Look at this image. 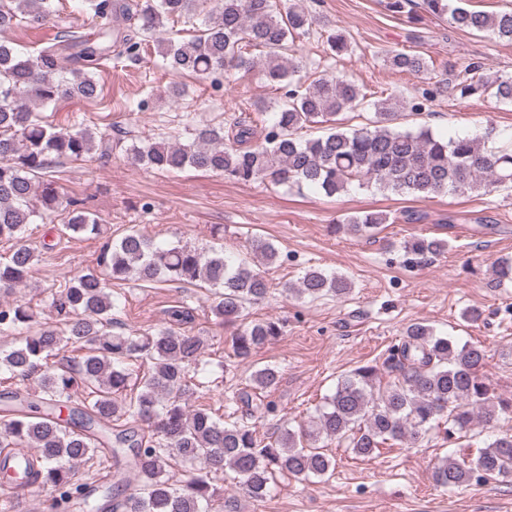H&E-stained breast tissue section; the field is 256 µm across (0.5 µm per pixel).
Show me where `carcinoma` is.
I'll list each match as a JSON object with an SVG mask.
<instances>
[{
	"label": "carcinoma",
	"instance_id": "cac0c4a2",
	"mask_svg": "<svg viewBox=\"0 0 512 512\" xmlns=\"http://www.w3.org/2000/svg\"><path fill=\"white\" fill-rule=\"evenodd\" d=\"M83 3V23L35 54L0 39V243L12 244L11 253L0 256V290L26 285L34 263L55 249L46 242L38 249L22 243L35 219L52 222L63 212L64 230L94 238L105 233L79 202L62 200L47 171L55 160L84 161L96 151L105 157L112 152V141L82 123L52 125L37 107L96 99V70L102 62L114 55L137 58L151 41L174 74L247 73L260 65L267 83L284 94L259 143L252 142L249 124H234L229 136L223 124H208L193 128L184 143L155 138L133 143L127 151L139 164L162 171L191 167L243 182L305 185L328 197L347 191L354 181L426 196L475 189L490 193L512 186V150L394 127L401 110L422 111L439 88L423 93L421 100L370 102L349 79L325 73L309 83L303 80L307 60L287 51L309 33L315 19L296 4L284 11L278 0H218L204 30L174 39L165 37L166 23L194 17L200 0ZM422 8L449 16L459 30L512 41V11H470L451 0H422ZM118 9L134 12L135 31H112V13ZM52 12L53 0H0V33L25 19L37 23ZM326 43L337 56L351 49L339 30L329 33ZM251 48L263 58L252 56ZM385 62L399 72L418 74L430 68L419 53L393 51ZM443 85L461 98L490 95L512 103V77L481 62L465 64L454 81L445 79ZM365 107L374 110L370 124L346 129L338 122L341 113ZM385 223L386 215L369 211L347 216L337 227L363 236ZM444 247L426 236L405 245L414 256L436 254ZM250 249L264 267L279 264L281 253L269 241L255 238ZM131 275L145 283L166 277L207 286L217 324L236 327L230 343L242 363L283 334V323L272 318L240 323L246 307L269 292L264 271L245 260L236 263L222 250L180 242L159 245L136 230L107 241L97 267L49 291L45 304L51 321H40L27 302L0 304V335L15 339L10 350L0 352V369L38 386L34 393H3L18 401V407L0 420V471L17 473L12 480L17 490L0 497V512H15L18 496L44 486L54 492L44 512H236L214 484L228 469L246 498L262 502L278 475L302 482L331 474L335 461L319 446L325 440L371 459L389 440L416 444L439 429L458 445L476 423L493 431L491 441L474 456L440 459L434 483L446 489L474 478L512 479V434L496 433L501 419L512 414V400L496 396L480 375L485 359L481 347L461 346L452 336L413 323L382 366L363 365L342 376L309 426L279 429L264 441L244 422L227 423L211 408L191 405L208 379L203 354L209 343L183 328L191 321L188 308H171L168 320L153 332L118 330L117 297L109 284ZM288 291L311 300H342L351 294L352 282L311 269ZM279 380L274 365L255 370L238 393L239 402L251 415L276 412L268 396ZM18 447L33 449L36 458H11L9 449ZM102 450L111 454L115 482L99 486V499L92 500L88 484L76 477L77 468ZM178 465L183 477L175 479L172 470ZM129 473L136 477V489L120 500L118 491Z\"/></svg>",
	"mask_w": 512,
	"mask_h": 512
}]
</instances>
